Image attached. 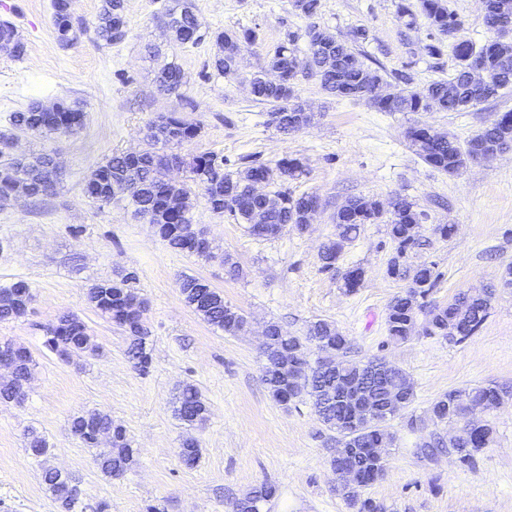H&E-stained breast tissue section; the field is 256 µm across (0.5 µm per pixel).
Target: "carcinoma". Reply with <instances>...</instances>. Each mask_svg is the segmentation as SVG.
<instances>
[{
  "label": "carcinoma",
  "mask_w": 512,
  "mask_h": 512,
  "mask_svg": "<svg viewBox=\"0 0 512 512\" xmlns=\"http://www.w3.org/2000/svg\"><path fill=\"white\" fill-rule=\"evenodd\" d=\"M291 7L298 14L311 20L317 15L320 0H291ZM54 26L57 37L64 43L72 41L73 30L69 0H53ZM400 17L407 18L406 25L414 26L423 19L438 35L448 36L449 29L458 26L455 14L444 0H421L419 14L402 6ZM507 16L512 19V0H486L484 21L489 33L485 42L476 47L467 44L456 49L459 60L454 75L445 81L428 85L420 91L398 88L385 100H375L366 93L370 81L381 77L370 70L352 51L347 43L326 35L315 23L307 25L303 35L287 34L286 39L275 49L252 74L256 101L269 106V124L283 133L298 131L310 125L314 114L299 107L295 95L298 81L314 78L329 95L340 98L368 100L382 112H459L469 106L496 97L504 88L512 87V51L500 49L498 35L490 25V19ZM171 30V37L181 44H197L200 40L199 18L193 0H173L163 15ZM95 34L107 44H118L128 35L124 0H103ZM304 38L309 48V70L300 74L292 66V55L297 52L296 43ZM220 53L211 62L213 70L226 78L237 75L238 60L243 48L254 45L258 34L253 29L236 31L226 29L214 35ZM466 57H474L491 72V84L475 85L471 82ZM156 84L167 95L183 97V75L179 68L169 65L156 75ZM85 112L77 104L58 103L53 111L45 110L41 104L33 103L27 109L11 115L12 126L46 134H66L83 126ZM201 127L186 122L176 112L161 114L146 126L147 147L132 152L113 154L105 163L97 166L84 182V196L100 204L111 202L115 193L110 187L121 184L128 175L134 182L126 187V198L136 219L157 226L158 234L167 245L178 252H186L206 260L216 258L209 243L203 240L192 224L189 209L185 206L187 190L184 185L167 178L169 163L180 161L174 154L159 152L168 145H180L199 135ZM424 138L420 156L431 167L455 175L463 169L472 156L488 150L512 145V112H504L491 119L475 136L460 145L447 134L427 136L426 127L415 126L407 131V138L414 142ZM8 145V138H0V200L23 195L38 199L49 195L46 181L54 159L49 154L30 158L15 157L1 149ZM224 157L212 152L196 155L189 163L190 179L204 192L210 209L222 214L229 212L241 224L248 225L250 234L275 237L290 224L296 228L308 226L307 212L319 201L313 194L294 196L286 190H273L263 198L251 193L254 181L263 179L268 184L288 179H297L305 174L303 163L297 158H282L274 166L250 160L235 172L224 171ZM424 213L403 196L393 197L388 210L380 209L379 202L354 197L345 201L336 212V238L328 241L321 251L322 268L332 270L343 247L356 238L366 224L383 222L390 239L396 245L397 257L391 262L388 273L408 281L404 294L396 297L387 314L389 335L404 341L413 335L417 313L426 311L428 316L425 333L429 336H451L461 342L473 335L483 324L490 307L492 292L481 297L460 294L446 305L428 303L433 288L441 273L435 263H424L415 267L399 261L407 250L418 244L415 226L420 224ZM363 270L353 268L342 275V288L352 294L360 288ZM137 275L127 273L119 279L102 280L89 288L87 299L99 313L116 325L124 328L130 339L128 356L150 359L147 350L149 331L143 323L130 321V317L141 316L146 301L134 288ZM179 291L184 301L205 321L228 336H237L247 324L245 316L224 302V295L206 280L186 276L179 282ZM270 350L280 366L266 367L263 380L272 399L287 404L308 398L321 422L335 430L342 448H365L367 452L349 458L364 485L375 482V475L385 474L386 464L370 456L368 449L377 447L378 441L389 442L387 427L390 419L379 414L370 422L354 423L353 415L341 400L344 391L354 386L365 391L381 407L388 406L391 395L399 391L406 404L414 398L413 385L407 374L381 358L366 361L350 358L351 342L341 335L336 326L325 320L312 323L304 336L284 335L275 323L266 326ZM58 336H80L78 350L95 356L100 346L88 332L87 325L79 318L64 316L60 325L46 328V344L59 354L63 345ZM335 355H330V351ZM500 393L493 386H477L455 389L441 394L430 406V412L439 422L452 421L461 415L460 402L465 399L473 405L494 404ZM182 421L189 425L206 420L207 406L197 388L187 385L182 391L177 409ZM112 430V439L106 448L99 447L93 438L97 429ZM71 432L88 448H99L96 462L101 473L110 479L122 477L134 463L135 450L126 431L112 426L111 417L100 410L91 409L73 417ZM495 427L484 422L476 427H464L463 434L449 443L448 448L463 465H470L475 455L494 442ZM26 451L38 460L50 453L45 437L32 431L28 436ZM199 455L197 441L191 437L183 440L180 458L186 465L196 462ZM46 490L58 501L61 512H86L82 490L70 475L55 468H46L42 473ZM272 485L263 484L251 490L246 499L253 512H262L265 504L275 496ZM342 497L355 512H377L370 499H363L357 492H346Z\"/></svg>",
  "instance_id": "cac0c4a2"
}]
</instances>
